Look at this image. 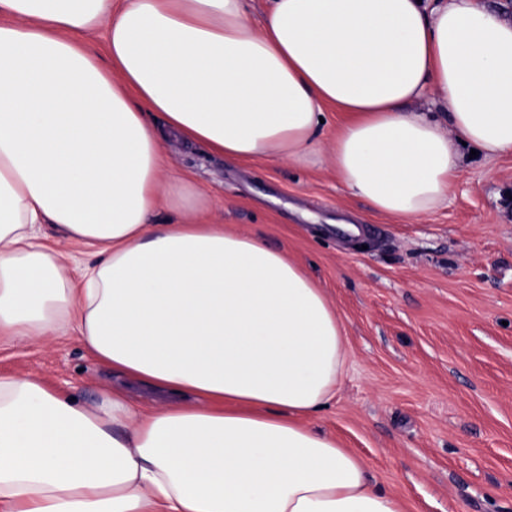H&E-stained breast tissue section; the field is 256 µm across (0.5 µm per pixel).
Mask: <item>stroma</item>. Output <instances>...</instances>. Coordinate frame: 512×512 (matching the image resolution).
Masks as SVG:
<instances>
[{"label":"stroma","mask_w":512,"mask_h":512,"mask_svg":"<svg viewBox=\"0 0 512 512\" xmlns=\"http://www.w3.org/2000/svg\"><path fill=\"white\" fill-rule=\"evenodd\" d=\"M154 123L166 173L209 193L208 219L265 236L335 305L347 362L311 427L404 512H512V156L465 159L447 201L408 221L371 211L327 168L230 163ZM0 375L88 405L116 382L76 336L1 339Z\"/></svg>","instance_id":"stroma-1"}]
</instances>
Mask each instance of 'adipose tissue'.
I'll list each match as a JSON object with an SVG mask.
<instances>
[{
  "mask_svg": "<svg viewBox=\"0 0 512 512\" xmlns=\"http://www.w3.org/2000/svg\"><path fill=\"white\" fill-rule=\"evenodd\" d=\"M328 105L345 120L325 146ZM157 115L227 161L326 164L373 212L418 218L461 144L512 154V21L481 0H268L258 22L247 0H0V336L75 333L175 397L89 407L0 377V512H403L306 425L345 367L334 304L162 178ZM161 204L174 222L152 223Z\"/></svg>",
  "mask_w": 512,
  "mask_h": 512,
  "instance_id": "ef3b65f1",
  "label": "adipose tissue"
}]
</instances>
